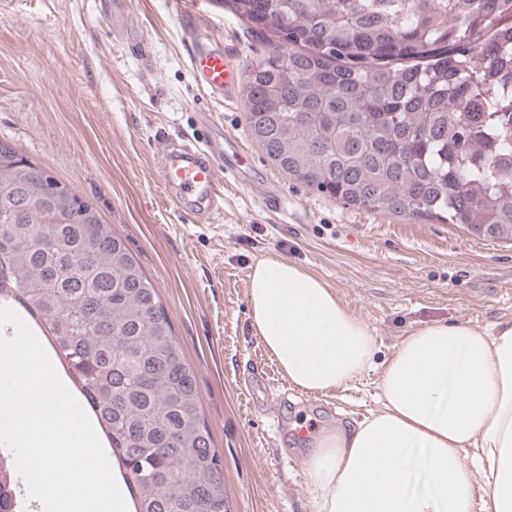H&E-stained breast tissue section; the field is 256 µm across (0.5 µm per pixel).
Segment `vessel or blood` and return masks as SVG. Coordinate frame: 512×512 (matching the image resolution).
Wrapping results in <instances>:
<instances>
[{
  "mask_svg": "<svg viewBox=\"0 0 512 512\" xmlns=\"http://www.w3.org/2000/svg\"><path fill=\"white\" fill-rule=\"evenodd\" d=\"M102 17L113 33L125 36L136 57L148 60L149 42L131 21L129 0H110ZM190 61L194 73L212 95H223L233 85V74L220 47L197 46ZM243 155L242 146L224 138L208 114L197 141L166 145L159 162L160 178L176 205L186 207L196 221L206 222L223 210L224 177L236 173Z\"/></svg>",
  "mask_w": 512,
  "mask_h": 512,
  "instance_id": "b4317fda",
  "label": "vessel or blood"
}]
</instances>
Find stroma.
I'll return each mask as SVG.
<instances>
[{
	"label": "stroma",
	"mask_w": 512,
	"mask_h": 512,
	"mask_svg": "<svg viewBox=\"0 0 512 512\" xmlns=\"http://www.w3.org/2000/svg\"><path fill=\"white\" fill-rule=\"evenodd\" d=\"M100 0H0V140L91 201L126 237L156 286L223 459L229 512H314L307 437L377 410L384 363L412 332L435 323L485 333L512 323V241L455 224L351 209L288 178L245 130L241 86L210 96L190 67L195 34L245 72L266 46L224 0H130L151 44L149 64L102 20ZM211 113L246 151L227 176L224 211L198 223L159 175L167 141L194 139ZM283 199L267 209L255 185ZM262 257L322 279L371 331V370L324 394L295 390L256 335L248 273ZM265 376L252 388L245 370Z\"/></svg>",
	"instance_id": "35a3bbf8"
}]
</instances>
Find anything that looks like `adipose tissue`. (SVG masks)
<instances>
[{"label": "adipose tissue", "mask_w": 512, "mask_h": 512, "mask_svg": "<svg viewBox=\"0 0 512 512\" xmlns=\"http://www.w3.org/2000/svg\"><path fill=\"white\" fill-rule=\"evenodd\" d=\"M257 336L282 374L308 394L335 389L374 364L375 339L319 278L283 259L248 274ZM380 407L355 426L323 431L306 459L315 512H512V323L486 335L443 323L406 337L386 361ZM425 453L429 487H404L410 450ZM478 449L477 470L460 467Z\"/></svg>", "instance_id": "ef3b65f1"}]
</instances>
